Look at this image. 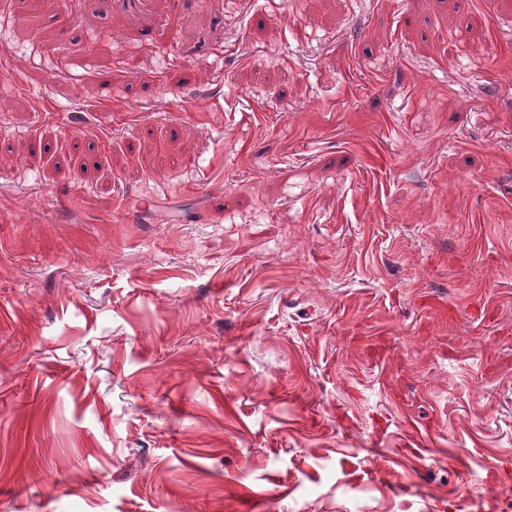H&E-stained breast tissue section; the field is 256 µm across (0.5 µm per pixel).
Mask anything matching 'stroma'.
I'll return each mask as SVG.
<instances>
[{"label":"stroma","mask_w":512,"mask_h":512,"mask_svg":"<svg viewBox=\"0 0 512 512\" xmlns=\"http://www.w3.org/2000/svg\"><path fill=\"white\" fill-rule=\"evenodd\" d=\"M149 7L0 16V512H512V0Z\"/></svg>","instance_id":"35a3bbf8"}]
</instances>
